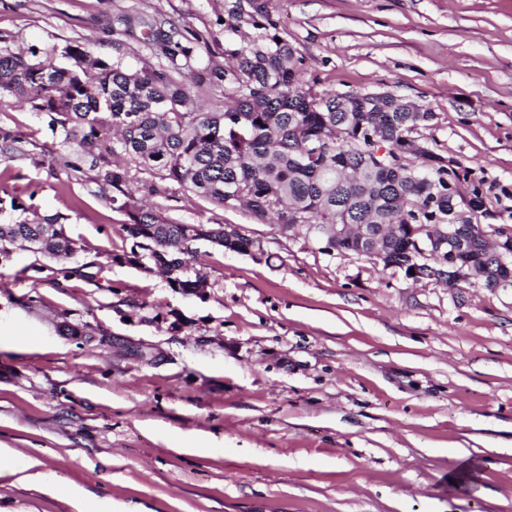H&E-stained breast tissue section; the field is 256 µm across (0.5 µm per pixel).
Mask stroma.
<instances>
[{"label": "stroma", "instance_id": "35a3bbf8", "mask_svg": "<svg viewBox=\"0 0 512 512\" xmlns=\"http://www.w3.org/2000/svg\"><path fill=\"white\" fill-rule=\"evenodd\" d=\"M318 90L433 112L423 142L512 214V0H264ZM235 0H0V46L77 42L166 61L156 20L223 68ZM23 151L0 196L58 216L80 250L0 261V443L112 512H512V288L448 289L330 254L175 184L135 196L201 246L199 294L131 263L126 215L28 106L0 107ZM77 335H70L69 327ZM0 512H77L16 474Z\"/></svg>", "mask_w": 512, "mask_h": 512}]
</instances>
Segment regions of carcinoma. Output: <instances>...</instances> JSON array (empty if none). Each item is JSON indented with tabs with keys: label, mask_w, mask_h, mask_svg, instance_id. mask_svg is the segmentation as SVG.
I'll use <instances>...</instances> for the list:
<instances>
[{
	"label": "carcinoma",
	"mask_w": 512,
	"mask_h": 512,
	"mask_svg": "<svg viewBox=\"0 0 512 512\" xmlns=\"http://www.w3.org/2000/svg\"><path fill=\"white\" fill-rule=\"evenodd\" d=\"M255 34L247 46L227 50L224 69L200 63L189 41L150 25L152 36L165 35L166 67L132 68L120 56L104 58L86 46L67 43L42 51L14 52L0 47V106L25 104L48 116V126L68 148L63 167L86 166L97 181L112 188L109 203L129 218L136 239L133 261L169 274L170 285L184 291L202 287L203 275L191 271L194 245L240 252L249 239L224 242L222 224H175L146 209L133 194L134 176L175 182L223 209L246 207L259 221L278 224L367 225L380 239V253L367 245L330 241L325 251L358 254L382 269L405 272L419 260L417 243L430 228L450 222L453 206L463 201L461 177L436 164L444 156L424 148L421 158L404 153L434 114L417 112L409 101L390 93L373 101L367 93L318 91L304 79V59L288 40L270 33L274 24L264 6L249 16ZM197 71L198 79L224 83V106L204 111L194 104L189 86L177 80ZM381 140L394 162L378 164L369 140ZM12 130L0 126V156L22 152ZM473 219L457 225L458 259L476 277L448 279V288L478 286L495 291L512 281V263L486 246L477 226L488 213L479 188L468 194ZM20 213L0 224V257L16 248L50 256H73L76 242L58 218L28 219L23 202L0 197V211Z\"/></svg>",
	"instance_id": "carcinoma-1"
}]
</instances>
